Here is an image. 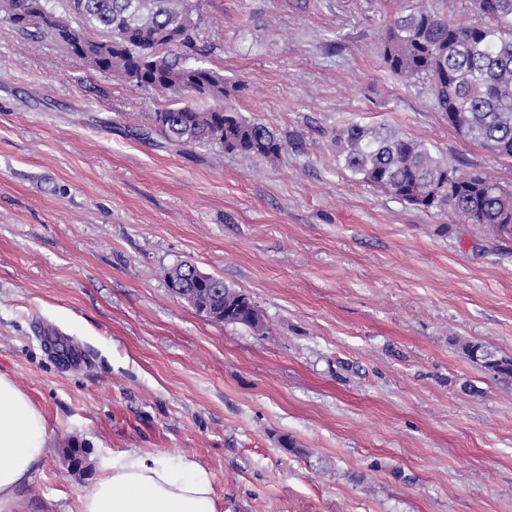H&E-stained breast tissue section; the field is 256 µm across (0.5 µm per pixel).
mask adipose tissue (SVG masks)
<instances>
[{"label":"adipose tissue","mask_w":512,"mask_h":512,"mask_svg":"<svg viewBox=\"0 0 512 512\" xmlns=\"http://www.w3.org/2000/svg\"><path fill=\"white\" fill-rule=\"evenodd\" d=\"M50 454L43 413L0 374V512H27L21 496ZM78 512H224L212 472L196 459L128 450L99 457Z\"/></svg>","instance_id":"adipose-tissue-1"}]
</instances>
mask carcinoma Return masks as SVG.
<instances>
[{
    "label": "carcinoma",
    "mask_w": 512,
    "mask_h": 512,
    "mask_svg": "<svg viewBox=\"0 0 512 512\" xmlns=\"http://www.w3.org/2000/svg\"><path fill=\"white\" fill-rule=\"evenodd\" d=\"M25 0H0V18L22 33L50 39L74 58L94 56L89 67L129 84L186 98L152 116L170 142L216 145L247 157L279 155L281 140L265 124L243 118L226 99L236 86L205 65L184 63L197 42V21L177 40L192 0H67L61 14L45 0L49 18L22 17ZM478 20L460 23L425 3L405 5L380 37L384 64L395 75L428 85L435 109L467 140L512 158V0H472ZM116 41H111V38ZM336 161L352 179L425 211L447 213L460 224L490 226L512 235V185L479 171L464 172L433 155L423 141L392 128L350 123L332 139ZM193 307L215 320L262 329L249 297L188 262L166 273ZM461 350L505 385L512 357L466 341Z\"/></svg>",
    "instance_id": "cac0c4a2"
}]
</instances>
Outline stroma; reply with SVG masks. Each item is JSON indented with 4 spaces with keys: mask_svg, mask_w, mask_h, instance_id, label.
I'll use <instances>...</instances> for the list:
<instances>
[{
    "mask_svg": "<svg viewBox=\"0 0 512 512\" xmlns=\"http://www.w3.org/2000/svg\"><path fill=\"white\" fill-rule=\"evenodd\" d=\"M398 6L197 0L206 65L284 144L262 159L169 143L151 117L176 93L0 20V373L52 448L28 512H76L90 456L133 448L194 457L224 512H512V385L460 348L512 357V237L354 182L332 146L385 124L512 185V159L386 68ZM184 261L247 294L264 332L176 297Z\"/></svg>",
    "mask_w": 512,
    "mask_h": 512,
    "instance_id": "1",
    "label": "stroma"
}]
</instances>
